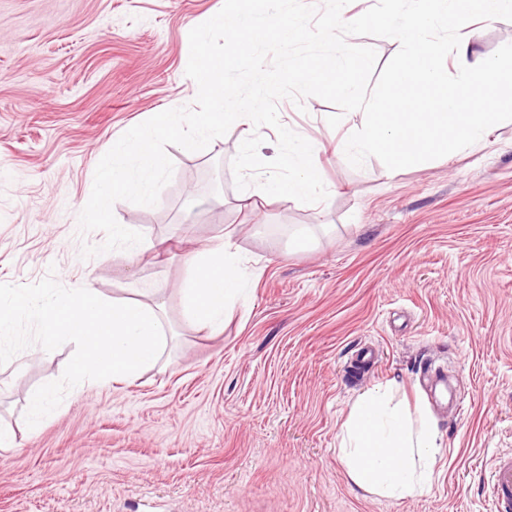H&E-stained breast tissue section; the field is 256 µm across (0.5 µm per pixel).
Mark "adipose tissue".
I'll return each instance as SVG.
<instances>
[{
    "label": "adipose tissue",
    "mask_w": 512,
    "mask_h": 512,
    "mask_svg": "<svg viewBox=\"0 0 512 512\" xmlns=\"http://www.w3.org/2000/svg\"><path fill=\"white\" fill-rule=\"evenodd\" d=\"M240 255L222 235L187 258L181 286L186 320L198 331L220 332L242 288ZM440 435L426 409L409 413L388 390L361 393L342 430L340 458L358 488L388 500L423 495L433 485Z\"/></svg>",
    "instance_id": "ef3b65f1"
}]
</instances>
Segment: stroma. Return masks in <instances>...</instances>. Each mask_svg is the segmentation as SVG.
Segmentation results:
<instances>
[{"instance_id": "1", "label": "stroma", "mask_w": 512, "mask_h": 512, "mask_svg": "<svg viewBox=\"0 0 512 512\" xmlns=\"http://www.w3.org/2000/svg\"><path fill=\"white\" fill-rule=\"evenodd\" d=\"M216 0H0V283L54 274L105 301L144 289L172 330L136 380L86 382L35 427L27 399L75 351L34 345L0 365V512H493L490 468L512 453V121L487 142L387 176L337 157L317 97L277 103L317 150L325 201H241L231 127L203 151L171 145L155 206H113L144 236L138 257L82 258L100 231L78 216L105 146L170 108L193 106L190 23ZM512 43L482 22L468 64ZM230 232L242 293L208 335L185 320V255ZM162 243L155 252L154 243ZM370 362L357 360L361 349ZM448 376L433 402L424 371ZM391 388L423 403L442 448L430 491L393 501L352 485L339 458L356 398Z\"/></svg>"}]
</instances>
